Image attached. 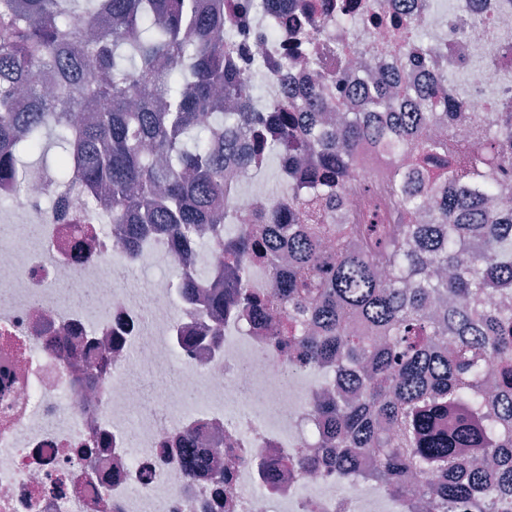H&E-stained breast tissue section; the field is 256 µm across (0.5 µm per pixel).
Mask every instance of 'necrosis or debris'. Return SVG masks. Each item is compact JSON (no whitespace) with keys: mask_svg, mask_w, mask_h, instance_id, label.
Returning a JSON list of instances; mask_svg holds the SVG:
<instances>
[{"mask_svg":"<svg viewBox=\"0 0 512 512\" xmlns=\"http://www.w3.org/2000/svg\"><path fill=\"white\" fill-rule=\"evenodd\" d=\"M352 2V25L331 14L319 34L300 32L319 50L298 71L297 86L316 83L346 47L379 56L420 83L410 59L370 24L367 4L394 13L395 0ZM420 18L447 43L451 65L466 78L464 111L475 117L512 103V0H433ZM288 34L284 27L271 38L251 36L273 98L288 93L280 78ZM272 159L262 153L247 174L227 180L236 217L231 232L269 215L276 201L266 178ZM388 161L363 150L345 210L369 207L385 222L389 200L358 188ZM44 184L32 172L24 182L0 183V199L12 200L40 236L28 249L0 238V512H425L422 497L406 502L367 480L370 457L344 481L327 467L303 469L301 459L320 441L316 390L304 381L306 368L289 361L275 329L228 312L223 338L210 339L214 322L202 298L191 301L174 283L143 284L134 276L172 256L164 230L149 227L129 257L111 225L54 223ZM190 333L203 339L193 350L181 341ZM172 371L180 387L167 383ZM182 439L201 450L197 470L177 460ZM89 446L87 467L80 451ZM277 464L289 465L290 479L268 484L264 473ZM220 471L231 474L225 507L211 493V476Z\"/></svg>","mask_w":512,"mask_h":512,"instance_id":"obj_1","label":"necrosis or debris"}]
</instances>
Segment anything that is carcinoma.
<instances>
[{
  "mask_svg": "<svg viewBox=\"0 0 512 512\" xmlns=\"http://www.w3.org/2000/svg\"><path fill=\"white\" fill-rule=\"evenodd\" d=\"M0 0V180L21 178L23 157L60 172L49 187L59 219L120 225L130 251L159 225L183 257L211 246L224 256L206 308L218 322L241 301L257 319L283 315L280 342L306 367L333 369L338 392L314 400L322 447L307 458L352 475L364 452L370 478L423 497L439 512H512V209H493L494 180L512 175V112L473 119L466 133L448 111L468 90L438 68L415 13L398 51L430 69L419 102L406 77L362 62L370 87L342 67L321 80L348 94L347 115L328 116L322 88L267 102L237 67L240 43L224 29L245 18L224 0ZM300 21L322 23L301 0ZM308 163L310 181L288 191L263 224L222 238L224 169L250 162L251 144ZM392 155L376 178L391 224L352 223L332 206L349 187L360 147ZM453 163L429 186L408 159ZM105 187L112 209L68 213L71 186ZM266 268L272 286L245 287Z\"/></svg>",
  "mask_w": 512,
  "mask_h": 512,
  "instance_id": "obj_1",
  "label": "carcinoma"
}]
</instances>
